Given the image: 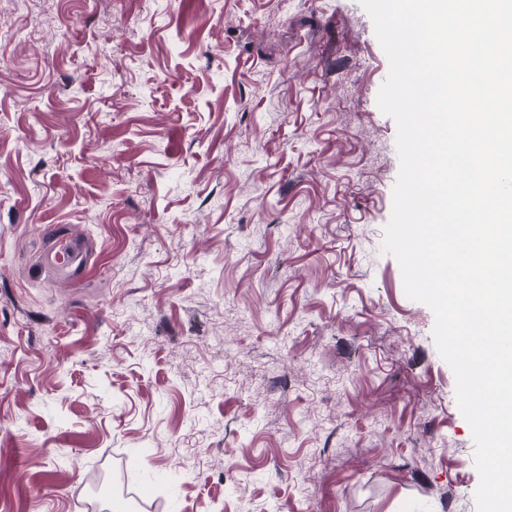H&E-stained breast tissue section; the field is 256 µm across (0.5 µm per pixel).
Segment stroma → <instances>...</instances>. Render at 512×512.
Returning <instances> with one entry per match:
<instances>
[{
	"instance_id": "obj_1",
	"label": "stroma",
	"mask_w": 512,
	"mask_h": 512,
	"mask_svg": "<svg viewBox=\"0 0 512 512\" xmlns=\"http://www.w3.org/2000/svg\"><path fill=\"white\" fill-rule=\"evenodd\" d=\"M388 72L359 0H0V512H477ZM83 251L84 246L78 239L65 236L51 237L46 250L55 266L70 269L72 274L77 269L76 262L82 257Z\"/></svg>"
}]
</instances>
